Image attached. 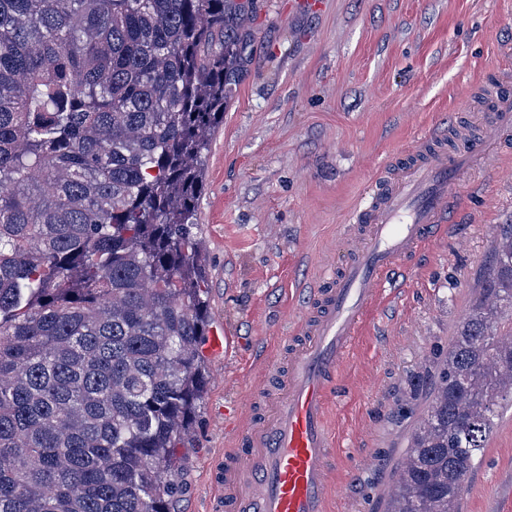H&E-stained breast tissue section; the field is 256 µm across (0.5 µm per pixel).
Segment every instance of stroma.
Returning a JSON list of instances; mask_svg holds the SVG:
<instances>
[{
	"label": "stroma",
	"instance_id": "1",
	"mask_svg": "<svg viewBox=\"0 0 512 512\" xmlns=\"http://www.w3.org/2000/svg\"><path fill=\"white\" fill-rule=\"evenodd\" d=\"M251 46L210 137L198 202L206 271V385L174 512H220L224 407L263 405L261 371L296 322L299 288L355 246L348 217L389 160L434 131L465 128L491 159L465 174L458 221L413 261L395 298L368 316L330 405L340 443L329 512H386L428 399L418 378L463 320L497 225L512 224V138L484 80L512 74V0H254ZM512 512V409L502 413L460 504Z\"/></svg>",
	"mask_w": 512,
	"mask_h": 512
}]
</instances>
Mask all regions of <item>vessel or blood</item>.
<instances>
[{"label": "vessel or blood", "mask_w": 512, "mask_h": 512, "mask_svg": "<svg viewBox=\"0 0 512 512\" xmlns=\"http://www.w3.org/2000/svg\"><path fill=\"white\" fill-rule=\"evenodd\" d=\"M458 138L451 152L425 133L409 162L390 160L371 179L349 219L360 244L312 288L313 304L288 339L272 410L232 425L224 512H327L337 448L328 405L340 386V366L381 301L389 273L408 268L446 224L462 175L483 163L484 148L466 132Z\"/></svg>", "instance_id": "b4317fda"}]
</instances>
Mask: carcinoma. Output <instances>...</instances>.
<instances>
[{"label":"carcinoma","instance_id":"carcinoma-1","mask_svg":"<svg viewBox=\"0 0 512 512\" xmlns=\"http://www.w3.org/2000/svg\"><path fill=\"white\" fill-rule=\"evenodd\" d=\"M252 0H0V512H170L205 387L196 207ZM512 404V224L388 512H458Z\"/></svg>","mask_w":512,"mask_h":512}]
</instances>
